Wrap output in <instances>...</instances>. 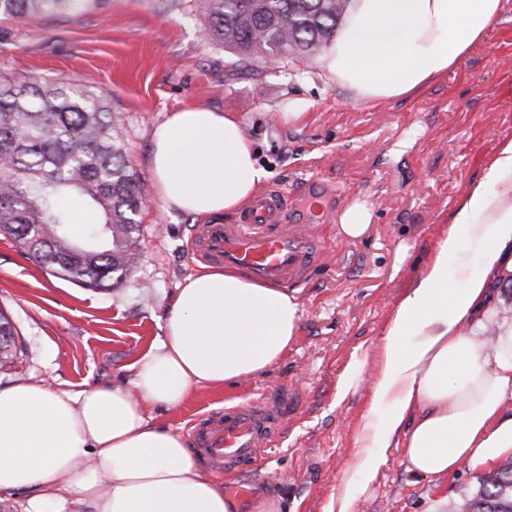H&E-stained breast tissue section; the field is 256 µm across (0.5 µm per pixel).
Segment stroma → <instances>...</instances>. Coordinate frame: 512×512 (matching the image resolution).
I'll list each match as a JSON object with an SVG mask.
<instances>
[{
  "instance_id": "obj_1",
  "label": "stroma",
  "mask_w": 512,
  "mask_h": 512,
  "mask_svg": "<svg viewBox=\"0 0 512 512\" xmlns=\"http://www.w3.org/2000/svg\"><path fill=\"white\" fill-rule=\"evenodd\" d=\"M160 0H101L79 14L39 25L0 20V74L69 79L107 100L125 135L131 169L151 181V133L169 112L206 106L239 112L246 135L288 195L321 179L367 201L376 213L366 236L348 239L333 224L316 232L322 252L293 290L298 335L264 373L224 387L191 391L176 410L148 407L152 424L188 435L192 424L230 403L284 388L288 415L258 466L224 475L225 488L248 489L240 512L281 498L288 512H336L359 462L355 437L370 413V386L382 334L422 275L458 200L477 181L500 142L512 138V9L453 72L417 98L368 108L323 76L319 60L277 56L260 75L229 79L230 56L200 36L206 24L191 0L171 10ZM307 117L284 123L288 105ZM138 262L107 290L82 288L39 268L0 236V310L17 330L14 365L0 386L19 381L55 391L94 383L124 385L133 366L165 335L166 311L193 257L191 217L148 196L139 216ZM358 383L341 384L349 373ZM353 512H457L486 472L463 465L447 477L408 471L399 449Z\"/></svg>"
}]
</instances>
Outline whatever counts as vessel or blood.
Segmentation results:
<instances>
[{
  "mask_svg": "<svg viewBox=\"0 0 512 512\" xmlns=\"http://www.w3.org/2000/svg\"><path fill=\"white\" fill-rule=\"evenodd\" d=\"M194 240L199 259L284 287L302 284L321 252L313 225L289 223L276 188L258 195L237 222L197 226ZM283 418V406L266 397L227 406L196 424L190 445L212 470L253 466L260 449L275 444Z\"/></svg>",
  "mask_w": 512,
  "mask_h": 512,
  "instance_id": "obj_1",
  "label": "vessel or blood"
}]
</instances>
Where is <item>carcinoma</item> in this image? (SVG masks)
I'll list each match as a JSON object with an SVG mask.
<instances>
[{"label": "carcinoma", "instance_id": "1", "mask_svg": "<svg viewBox=\"0 0 512 512\" xmlns=\"http://www.w3.org/2000/svg\"><path fill=\"white\" fill-rule=\"evenodd\" d=\"M93 0H0V19L36 24ZM349 0H195L204 37L258 74L265 52L297 63L330 43ZM77 197L71 201V197ZM92 214L75 238L70 203ZM144 183L125 158L124 136L106 101L71 80L0 79V235L61 280L107 290L134 267L142 236ZM0 369L16 359V329L0 309ZM468 512H512V457L484 474Z\"/></svg>", "mask_w": 512, "mask_h": 512}]
</instances>
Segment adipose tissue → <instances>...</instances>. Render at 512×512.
Instances as JSON below:
<instances>
[{"label":"adipose tissue","mask_w":512,"mask_h":512,"mask_svg":"<svg viewBox=\"0 0 512 512\" xmlns=\"http://www.w3.org/2000/svg\"><path fill=\"white\" fill-rule=\"evenodd\" d=\"M512 0H350L322 59L354 102L408 101L489 33ZM154 192L200 220L237 212L268 180L237 112H169L151 137ZM470 241L484 273L470 272ZM472 250V251H473ZM460 285H449V273ZM512 276V138L459 200L436 253L399 302L379 349L360 462L336 501L352 512L399 448L408 470L445 476L512 456V316L489 283ZM300 305L281 287L202 267L178 289L166 332L124 387L69 392L0 387V493L28 492L26 512H238L183 437L147 406L179 408L196 386H221L276 364L298 334Z\"/></svg>","instance_id":"1"}]
</instances>
